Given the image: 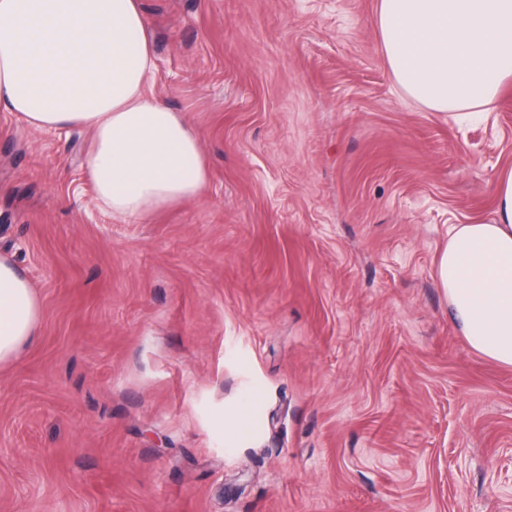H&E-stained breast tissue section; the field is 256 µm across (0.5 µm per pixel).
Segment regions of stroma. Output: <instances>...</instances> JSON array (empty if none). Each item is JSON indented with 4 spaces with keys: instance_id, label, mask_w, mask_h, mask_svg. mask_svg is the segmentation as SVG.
<instances>
[{
    "instance_id": "1",
    "label": "stroma",
    "mask_w": 512,
    "mask_h": 512,
    "mask_svg": "<svg viewBox=\"0 0 512 512\" xmlns=\"http://www.w3.org/2000/svg\"><path fill=\"white\" fill-rule=\"evenodd\" d=\"M207 192L112 218L86 130L0 112V512H512V366L436 261L491 222L512 85L458 122L394 81L378 0H142ZM246 405V429L224 419ZM40 304L31 282L9 258L0 257V362L16 357L38 336Z\"/></svg>"
}]
</instances>
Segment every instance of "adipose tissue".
<instances>
[{
    "instance_id": "obj_1",
    "label": "adipose tissue",
    "mask_w": 512,
    "mask_h": 512,
    "mask_svg": "<svg viewBox=\"0 0 512 512\" xmlns=\"http://www.w3.org/2000/svg\"><path fill=\"white\" fill-rule=\"evenodd\" d=\"M389 70L438 112L493 102L512 79V0H379ZM155 65L141 0H0V111L37 129L91 135L85 167L113 217H146L205 193L208 170L186 119L149 93ZM493 222L448 233L436 278L469 345L512 366V171ZM40 304L0 257V362L38 334Z\"/></svg>"
}]
</instances>
